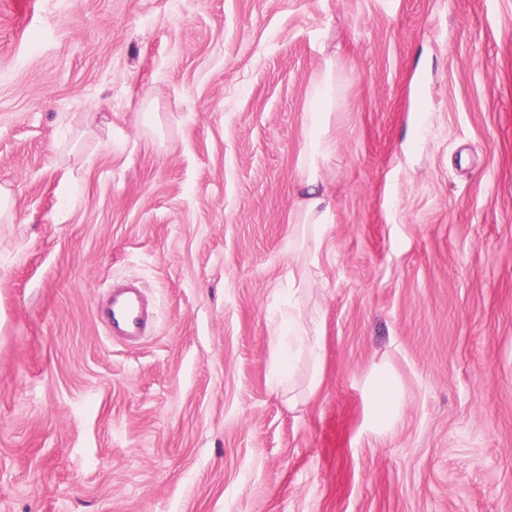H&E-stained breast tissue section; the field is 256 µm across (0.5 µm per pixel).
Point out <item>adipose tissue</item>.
<instances>
[{
  "label": "adipose tissue",
  "mask_w": 512,
  "mask_h": 512,
  "mask_svg": "<svg viewBox=\"0 0 512 512\" xmlns=\"http://www.w3.org/2000/svg\"><path fill=\"white\" fill-rule=\"evenodd\" d=\"M336 101V60L325 58L311 80L304 113L305 142L298 158L297 205L293 214L292 236L326 234L334 207V194L321 174L335 151L332 121ZM288 327L300 348L311 359L314 372L308 384L316 393L322 382L326 360L323 320L319 313L305 312L301 303H292L286 315ZM370 420L374 429L391 427L398 419L401 393L397 381L386 369H377L368 391Z\"/></svg>",
  "instance_id": "adipose-tissue-1"
}]
</instances>
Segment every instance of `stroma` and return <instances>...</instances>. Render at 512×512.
Listing matches in <instances>:
<instances>
[{"label": "stroma", "mask_w": 512, "mask_h": 512, "mask_svg": "<svg viewBox=\"0 0 512 512\" xmlns=\"http://www.w3.org/2000/svg\"><path fill=\"white\" fill-rule=\"evenodd\" d=\"M330 55L326 362L292 406ZM0 186V512H512V0H0ZM129 282L135 343L98 313ZM336 101V60L326 57L311 79L304 112L305 142L298 158V198L291 235L305 236L311 231L317 241L326 234L334 207V194L321 174L322 167L335 151L332 121ZM370 420L374 429L391 427L398 419L401 393L397 381L386 369H377L368 391Z\"/></svg>", "instance_id": "35a3bbf8"}]
</instances>
